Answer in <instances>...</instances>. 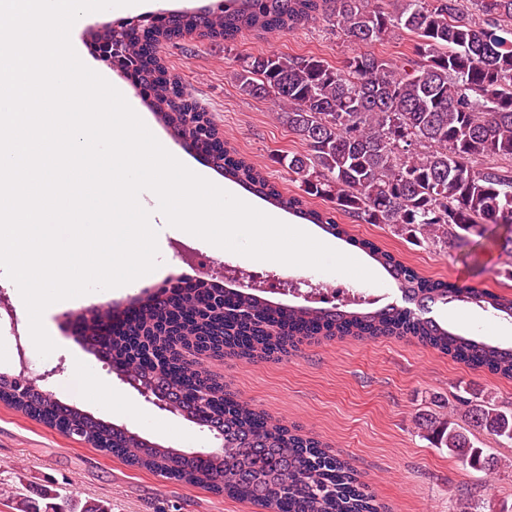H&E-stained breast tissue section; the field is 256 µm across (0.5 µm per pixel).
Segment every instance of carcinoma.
I'll return each mask as SVG.
<instances>
[{"label":"carcinoma","instance_id":"obj_1","mask_svg":"<svg viewBox=\"0 0 512 512\" xmlns=\"http://www.w3.org/2000/svg\"><path fill=\"white\" fill-rule=\"evenodd\" d=\"M225 0L205 19L206 35L234 39L244 31H291L322 21L351 43L372 44L398 30L416 37L412 56L393 62L357 51L337 69L314 56L279 53L240 59L239 93L270 97L277 119L307 146L278 159L297 175L303 194L285 195L264 173L227 152L211 158L224 178L327 233L346 235L330 211L307 206L325 197L366 224H388L400 235L446 244L481 237L488 224H512V0ZM153 90L151 107L176 137L197 140L216 131L203 111L189 118L173 91L140 75ZM395 281L406 306L331 308L285 305L254 292H217L206 282L162 310L154 299L105 351L128 361L144 381L185 415L208 397L206 419L223 434L224 453L201 456L152 443L57 401L33 382L19 397L0 378V402L75 436L129 465L167 479L203 485L216 494L257 502L270 512H377L339 457L318 441L227 397L224 385L193 370V351L266 357L307 337L411 336L477 369L512 378V349L461 336L428 316L431 305L465 296L496 315L512 317V296L446 288L375 245L364 246ZM462 427L446 417H421L426 437L462 464L494 470L498 458L478 446L483 431L512 446V411L486 396L460 400ZM27 512H108L77 498Z\"/></svg>","mask_w":512,"mask_h":512}]
</instances>
